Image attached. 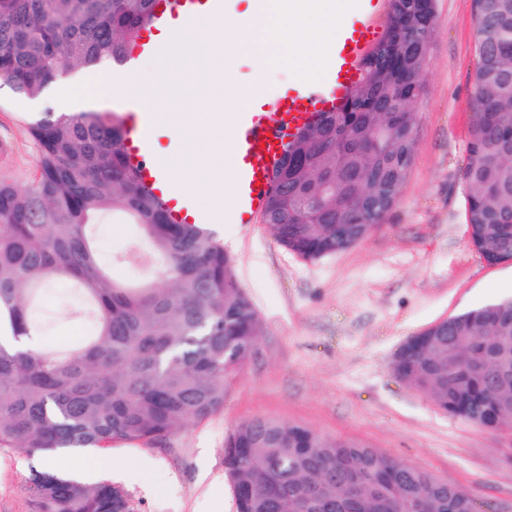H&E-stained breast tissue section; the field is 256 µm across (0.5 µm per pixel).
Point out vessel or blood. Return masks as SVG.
<instances>
[{
	"instance_id": "obj_1",
	"label": "vessel or blood",
	"mask_w": 512,
	"mask_h": 512,
	"mask_svg": "<svg viewBox=\"0 0 512 512\" xmlns=\"http://www.w3.org/2000/svg\"><path fill=\"white\" fill-rule=\"evenodd\" d=\"M228 2L155 0L153 21L135 35L127 53V65H134L145 54H161L165 45L158 35L162 31L203 29L209 19L224 13ZM358 6L353 22L340 27L325 78L285 93L256 90L250 104L238 112L232 133L234 149L228 157L234 199L231 223L258 222L291 137L319 113L335 111L356 88L362 62L381 33V0H358ZM125 147L143 182L163 200L174 222L211 223L204 204L181 195L163 167L150 160L152 130L145 120L137 117L127 125Z\"/></svg>"
}]
</instances>
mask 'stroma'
Returning a JSON list of instances; mask_svg holds the SVG:
<instances>
[{"mask_svg":"<svg viewBox=\"0 0 512 512\" xmlns=\"http://www.w3.org/2000/svg\"><path fill=\"white\" fill-rule=\"evenodd\" d=\"M473 0H437V27L414 106L410 176L383 223L351 248L317 261L284 249L265 224L214 225L236 261L241 286L264 334L231 383L224 409L166 443L116 445L109 469L97 453L61 461L93 481L112 479L133 512H236L224 473V439L238 423L264 416L327 437L370 443L455 484L495 512H512V429L490 432L443 413L399 382L395 352L431 324L512 296V264L488 265L466 224L463 171L476 66ZM29 104L0 90V176L27 182L37 153L20 121ZM66 283L46 308L64 346L85 328ZM44 459L0 450V512H29L27 482Z\"/></svg>","mask_w":512,"mask_h":512,"instance_id":"obj_1","label":"stroma"}]
</instances>
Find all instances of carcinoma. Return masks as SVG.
<instances>
[{
    "mask_svg": "<svg viewBox=\"0 0 512 512\" xmlns=\"http://www.w3.org/2000/svg\"><path fill=\"white\" fill-rule=\"evenodd\" d=\"M153 0H0V84L41 98L63 74L110 65L151 18ZM474 115L466 221L490 262L512 255V0H474ZM437 22L436 0H389L386 30L353 94L296 136L263 222L312 261L346 250L397 203L416 146L413 104ZM37 149L24 185L0 178V448L61 458L112 444L153 445L224 409L263 333L233 257L204 224H176L137 177L112 113L27 112ZM127 216L138 243L115 258L96 226ZM63 281L93 321L65 348L42 343L44 289ZM393 373L443 412L487 430L512 427V299L459 314L395 356ZM237 512H478L460 487L347 437L255 417L224 440ZM30 512H132L107 479L53 468L29 481Z\"/></svg>",
    "mask_w": 512,
    "mask_h": 512,
    "instance_id": "1",
    "label": "carcinoma"
}]
</instances>
